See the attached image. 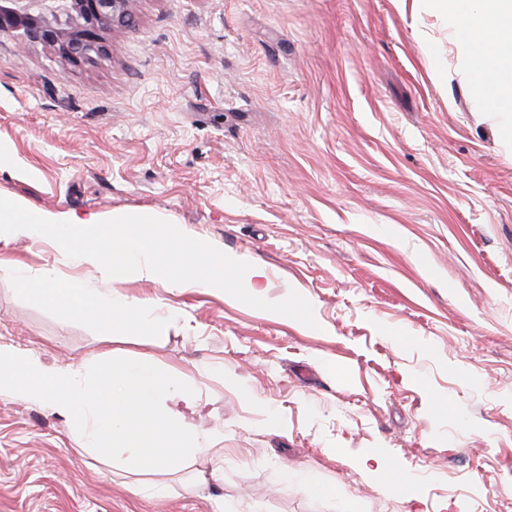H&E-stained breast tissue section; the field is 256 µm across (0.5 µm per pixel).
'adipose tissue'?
Segmentation results:
<instances>
[{
    "mask_svg": "<svg viewBox=\"0 0 512 512\" xmlns=\"http://www.w3.org/2000/svg\"><path fill=\"white\" fill-rule=\"evenodd\" d=\"M457 34L459 56L472 66L471 93L482 109L512 119V67L503 59L512 48V0H430ZM144 213L115 214L34 210L0 192V241L55 242L65 260L118 280L133 274L161 281L170 288L223 292L228 279L242 278L251 298L264 302L260 263L244 256L211 261L195 237H138L135 228L153 224ZM166 254L159 262L158 254ZM38 298L42 303L69 304L82 318L119 319L140 334L164 332L148 305L119 292L100 295L60 284L55 269L42 270ZM9 394L53 411L74 423L79 447L117 459L134 472L176 470L210 455L212 479L224 476V459L214 451L223 433L200 434L185 417L204 406L199 391L150 361L89 363L74 367L51 364L38 354L0 343V395Z\"/></svg>",
    "mask_w": 512,
    "mask_h": 512,
    "instance_id": "adipose-tissue-1",
    "label": "adipose tissue"
}]
</instances>
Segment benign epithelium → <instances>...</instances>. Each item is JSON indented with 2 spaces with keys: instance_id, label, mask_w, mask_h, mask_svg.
<instances>
[{
  "instance_id": "benign-epithelium-1",
  "label": "benign epithelium",
  "mask_w": 512,
  "mask_h": 512,
  "mask_svg": "<svg viewBox=\"0 0 512 512\" xmlns=\"http://www.w3.org/2000/svg\"><path fill=\"white\" fill-rule=\"evenodd\" d=\"M129 0H0V35L58 48L80 64L104 51L101 31L128 20Z\"/></svg>"
}]
</instances>
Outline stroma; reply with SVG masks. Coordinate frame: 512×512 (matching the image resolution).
<instances>
[{
    "instance_id": "1",
    "label": "stroma",
    "mask_w": 512,
    "mask_h": 512,
    "mask_svg": "<svg viewBox=\"0 0 512 512\" xmlns=\"http://www.w3.org/2000/svg\"><path fill=\"white\" fill-rule=\"evenodd\" d=\"M81 65L0 36V191L53 212H148L257 259L266 302L129 276L160 336L74 319L15 274L64 263L0 242V343L48 362L150 360L224 433L201 464L133 474L68 418L0 396V512H512V134L421 0H130ZM291 302L271 317L267 305ZM381 449L389 469L367 457ZM323 492L284 483L281 462ZM144 483L162 486L140 495Z\"/></svg>"
}]
</instances>
